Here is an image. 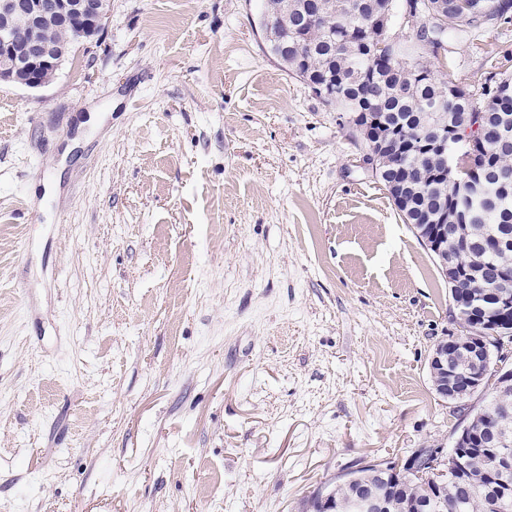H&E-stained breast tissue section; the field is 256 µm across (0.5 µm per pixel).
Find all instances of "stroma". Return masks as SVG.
<instances>
[{
	"label": "stroma",
	"instance_id": "stroma-1",
	"mask_svg": "<svg viewBox=\"0 0 512 512\" xmlns=\"http://www.w3.org/2000/svg\"><path fill=\"white\" fill-rule=\"evenodd\" d=\"M261 0H112L47 87L0 82V512H301L450 447L448 281ZM448 79L512 71V23Z\"/></svg>",
	"mask_w": 512,
	"mask_h": 512
}]
</instances>
